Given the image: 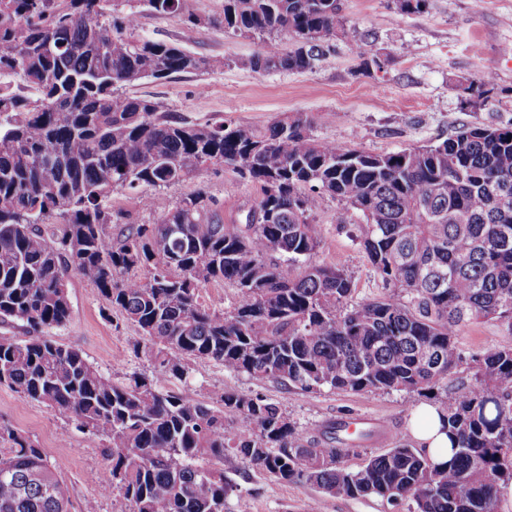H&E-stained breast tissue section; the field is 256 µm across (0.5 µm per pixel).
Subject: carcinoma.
I'll return each mask as SVG.
<instances>
[{"instance_id": "obj_1", "label": "carcinoma", "mask_w": 512, "mask_h": 512, "mask_svg": "<svg viewBox=\"0 0 512 512\" xmlns=\"http://www.w3.org/2000/svg\"><path fill=\"white\" fill-rule=\"evenodd\" d=\"M132 0H0V386L53 408L105 443L104 494L131 512H224L231 455L284 483L328 496L380 498L407 512H498L512 484V347L466 354L464 325L512 331V122L473 123L445 140L372 153L321 141L300 113L263 131L179 120L123 88L144 78L216 72L224 59L186 44L201 24L187 0H143L184 17L179 42L134 35ZM403 14L429 0H392ZM224 32L267 36L240 65L258 73L316 68L347 32L341 0H224L208 20ZM291 41L283 46L282 39ZM485 104L488 72L470 86ZM220 165L260 186L247 222L226 224L203 192L154 224H128L114 242L107 199L176 184ZM331 198L360 219L359 244L386 294L352 302V277L310 261L312 214ZM57 219L52 234L40 227ZM93 283L136 324L155 368L176 379L189 361L272 381L287 391L399 392L435 401L452 457L433 462L399 440L356 469L343 459L371 437L333 422L309 439L280 405L233 390L215 408L134 373L102 374L47 332L66 325L65 280ZM236 290L210 311L201 288ZM470 382L448 396L461 366ZM57 461L0 425V512H65Z\"/></svg>"}]
</instances>
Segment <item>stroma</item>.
<instances>
[{
    "label": "stroma",
    "mask_w": 512,
    "mask_h": 512,
    "mask_svg": "<svg viewBox=\"0 0 512 512\" xmlns=\"http://www.w3.org/2000/svg\"><path fill=\"white\" fill-rule=\"evenodd\" d=\"M188 4L205 19L194 34L192 50L223 58V70L164 81L144 79L126 88L128 94L150 98L183 120L262 130L300 113L307 116L314 138L375 153L443 140L475 122H512V0H429L425 12L408 15L397 12L390 0H342L347 33L336 38L318 66L273 73H256L240 64L261 49V38L208 25V17L221 13L224 0ZM133 24L135 35L174 42L182 35L184 19L138 5ZM364 36L369 50L385 57L384 71L362 70L356 44ZM487 71L495 74L496 92L488 104L471 106L463 87ZM199 190L217 201L228 224L245 223L261 195L258 184L224 167L207 166L177 184L153 189L152 208H143L137 195L126 190L114 191L108 205L123 212L127 223L151 224L162 211ZM312 222L320 239L314 261L345 269L354 280L355 299L382 295V282L359 246L357 216L342 213L340 204L328 198ZM67 293L70 320L52 330L54 340L78 349L112 379L122 381L135 372L156 376L149 358L133 351L138 328L95 285L73 274ZM457 339L466 353H481L512 346V331L495 321H480L463 326ZM157 378L164 389L211 405L219 392L229 389L264 396L279 402L310 437L321 436L326 425L347 417L368 427L387 425L391 438L364 442L357 454L346 458L352 469L365 457L391 448L394 439L412 440L410 416L416 404L397 392H289L200 359L190 362L185 379ZM0 423L12 425L62 462L69 512H83L91 501L97 512H129L121 495L100 492L96 476L106 465L100 438L76 430L64 414L5 386L0 387ZM224 474L236 487L224 512H406L405 506L376 498L326 496L309 484L280 483L231 456L224 460Z\"/></svg>",
    "instance_id": "obj_1"
}]
</instances>
